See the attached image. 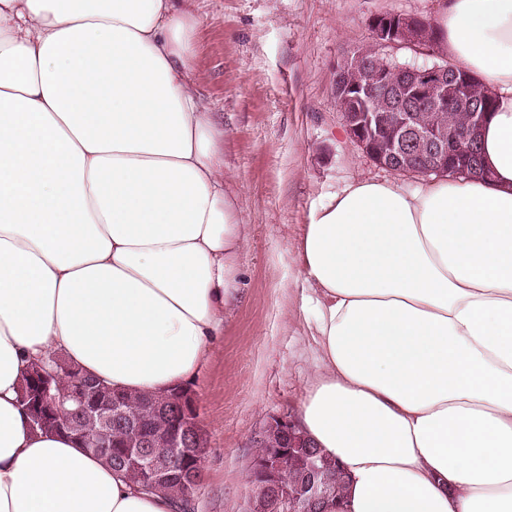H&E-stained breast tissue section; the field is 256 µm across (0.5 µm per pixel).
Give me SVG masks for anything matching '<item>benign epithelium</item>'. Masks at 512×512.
I'll use <instances>...</instances> for the list:
<instances>
[{"label":"benign epithelium","instance_id":"1","mask_svg":"<svg viewBox=\"0 0 512 512\" xmlns=\"http://www.w3.org/2000/svg\"><path fill=\"white\" fill-rule=\"evenodd\" d=\"M426 19L419 16L378 15L369 24L366 46L345 58L338 78L347 81V92L336 93L337 115L349 138L376 165L399 172L410 160L421 174L451 170L467 177L476 169L458 166V145L475 139L486 112L473 98L471 74L446 65L418 68L394 66L384 50L388 47H420ZM456 110L454 126H448L446 110ZM430 114L426 121L421 113ZM30 373L41 379V412L52 424L77 431L85 443L107 444L112 424H122L120 440L128 458L150 486L171 479L168 457L185 448L201 459L207 448L194 391L175 385L148 402L145 416L132 412L125 397L95 379H87L77 393L52 385L56 371L42 363ZM73 400L88 426L81 428L63 413ZM257 452L250 464L252 491L245 512H297L298 502L322 503L333 485L342 483V471L333 459H315L299 424L289 416L272 415L253 438ZM304 463L296 484L288 483V461Z\"/></svg>","mask_w":512,"mask_h":512}]
</instances>
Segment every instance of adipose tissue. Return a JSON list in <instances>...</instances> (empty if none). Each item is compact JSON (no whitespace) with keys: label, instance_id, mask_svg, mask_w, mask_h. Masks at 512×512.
<instances>
[{"label":"adipose tissue","instance_id":"1","mask_svg":"<svg viewBox=\"0 0 512 512\" xmlns=\"http://www.w3.org/2000/svg\"><path fill=\"white\" fill-rule=\"evenodd\" d=\"M192 0H0V512H174L17 401L62 353L128 393L198 371L245 242ZM492 90L484 176L355 179L288 252L315 311L324 512H512V0H441Z\"/></svg>","mask_w":512,"mask_h":512}]
</instances>
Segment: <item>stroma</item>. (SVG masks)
<instances>
[{"label": "stroma", "instance_id": "1", "mask_svg": "<svg viewBox=\"0 0 512 512\" xmlns=\"http://www.w3.org/2000/svg\"><path fill=\"white\" fill-rule=\"evenodd\" d=\"M438 0H198L196 88L224 124V182L246 224L233 300L189 385L208 434L195 512H244L252 439L297 416L315 357L289 243L356 177H386L336 116L337 62L386 13L433 18Z\"/></svg>", "mask_w": 512, "mask_h": 512}]
</instances>
